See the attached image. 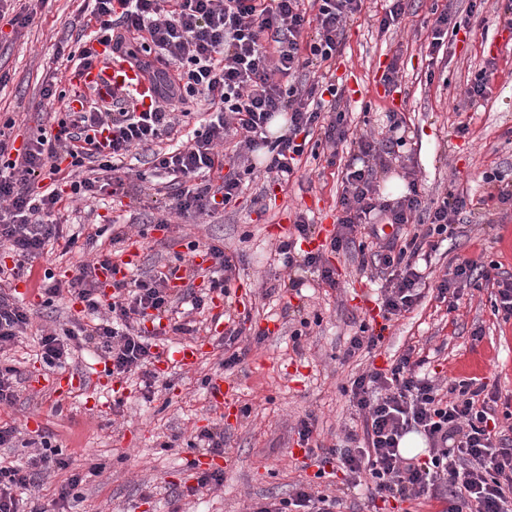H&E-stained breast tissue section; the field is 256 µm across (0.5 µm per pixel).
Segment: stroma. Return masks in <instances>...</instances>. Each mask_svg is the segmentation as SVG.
<instances>
[{"mask_svg":"<svg viewBox=\"0 0 512 512\" xmlns=\"http://www.w3.org/2000/svg\"><path fill=\"white\" fill-rule=\"evenodd\" d=\"M506 5V0H487L473 21L475 36L458 38L431 60L426 45L435 20L432 0H413L399 27L386 33L376 22L386 0H364L347 24L337 56L336 76L347 88L355 136L382 139L388 112L406 117L405 144L380 175L383 198L396 202L413 173L425 201L464 192L477 202L432 254L431 268L438 275L466 260L493 261L512 274V209L486 203L482 179L495 170L512 184V13ZM87 6V0H47L33 23L19 31L0 20V74L6 78L0 86V117L14 120L11 135L17 142L48 121L52 105L42 99L41 88L66 64L58 50H78ZM489 56L497 65L486 96L466 104L467 81ZM394 60L403 78L388 94L379 77ZM462 123L469 132L459 137L454 129ZM342 189L341 165L328 164L322 154L301 164L286 191L273 192L262 173L236 202L209 215L171 213L170 195L151 189L119 201L106 195L82 206L79 222L106 217L129 225V245L143 272L171 263L177 242L211 238L237 253L231 311L251 312L240 338L248 353L233 369L223 370L221 351L202 332L195 340L204 354L188 371L173 358L186 342L175 336L164 347L151 388L125 383L116 393L108 387L90 393L76 386L60 404L36 381L44 371L40 360L19 345L14 357L21 362L23 381L15 403L0 406V420L29 434L52 432L68 461L67 470L43 489L28 491V500L44 512H58L54 494L70 474L81 476L83 496L71 512H246L252 503L287 497L300 480L320 490L341 488L343 472L319 478L315 467L296 463L294 427L314 415L325 445L340 443L355 417L343 385L369 366L389 367L411 347L425 357V372L444 386L475 377L512 400V321L493 315V288L463 290L452 312L435 291H427L411 313L387 322L376 349L351 359L344 356L348 337L378 314L382 280L376 271L360 269L358 253L328 252L324 258L339 274L335 291L283 289L288 270L276 252L279 238L303 213L315 226V244L324 243L336 231ZM164 216L168 230L139 236V227ZM316 315L321 318L317 324L312 321ZM304 318L311 324L300 344H293L291 333ZM259 331L266 338L258 344L253 335ZM477 331L482 334L478 341L472 338ZM219 373L233 386L236 410L228 417L211 405L200 385L203 377ZM243 406L249 407V416L240 414ZM217 425L225 430L223 455L190 447L194 436ZM193 459L223 470V486L184 495V471Z\"/></svg>","mask_w":512,"mask_h":512,"instance_id":"35a3bbf8","label":"stroma"}]
</instances>
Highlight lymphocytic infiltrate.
<instances>
[{"instance_id":"lymphocytic-infiltrate-1","label":"lymphocytic infiltrate","mask_w":512,"mask_h":512,"mask_svg":"<svg viewBox=\"0 0 512 512\" xmlns=\"http://www.w3.org/2000/svg\"><path fill=\"white\" fill-rule=\"evenodd\" d=\"M82 29L83 45L74 69L91 68L95 44L111 46L151 84L147 109L122 110L114 97L110 110L89 106L87 96L70 101L59 80L47 82L45 100L62 103L50 125L22 148L0 129V246L12 252V268L0 267V405L14 404L22 372L8 351L27 330H34L36 357L51 370L67 365L73 351L89 348L112 376L154 378L161 358L159 332L146 331L145 317L166 321L172 334L197 333L191 314H204L214 296H229L237 256L216 240L189 242L179 265L162 266L111 284L103 302L100 272L120 264L125 225L96 224L86 236L64 235L53 213L70 210L79 200L104 193L129 195L124 161L136 150L150 154L154 171L181 175L174 211L181 216L210 214L236 201L255 171L253 154L264 157V171L288 187L311 143L338 148L350 145L336 232L324 251H306L313 227L297 215L276 251L288 270L290 289L316 276L319 288H336V271L324 252L358 249L361 267H373L386 281L380 306L384 320L411 312L424 292L436 288L439 300L456 307L458 282L497 285L494 316L512 319V276L502 277L495 263L466 261L431 278L424 263L438 241L447 240L458 216L472 203L465 195L437 206H424L417 180L389 203L379 195L378 175L404 140L403 113L387 115L389 137L350 138V118L335 84L326 89L294 82L308 64H333L348 18L360 13L363 0H93ZM314 37H307V28ZM288 116V131L273 137L268 125L278 113ZM195 116L186 133L181 118ZM367 242H358L359 231ZM79 251L64 278L45 271L39 307L23 303L12 291L27 266L54 248ZM204 251L210 264L199 271L191 255ZM203 287H196V279ZM81 304L67 326H35L38 308L53 307L61 293ZM350 401L360 423L350 427L342 445L324 446L316 420L298 421L297 443L318 464H336L349 473L351 487L366 486L372 497L402 501L442 500L444 512H512V438L495 439L492 425L512 419L499 410L497 393L486 383L460 381L449 389L422 373L420 361L405 352L389 368H369L350 381ZM419 432L427 440L426 458H407L401 439ZM62 451L49 433H41L25 464L0 465V512H41L24 507L16 493L39 486L53 469H65ZM343 499L293 485L288 497L257 502L250 512H342Z\"/></svg>"}]
</instances>
